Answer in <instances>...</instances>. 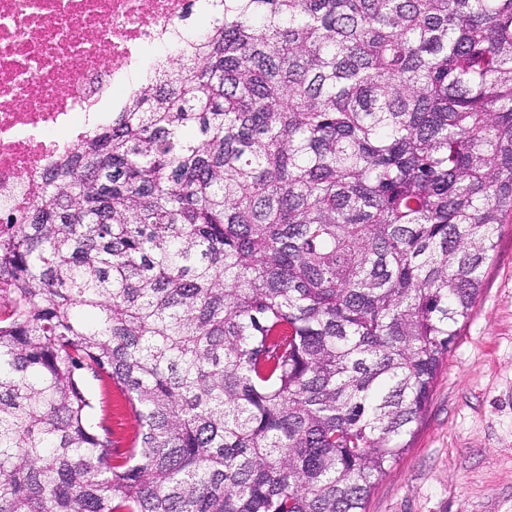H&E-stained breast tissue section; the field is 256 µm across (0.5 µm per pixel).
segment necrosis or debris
Wrapping results in <instances>:
<instances>
[{
	"mask_svg": "<svg viewBox=\"0 0 512 512\" xmlns=\"http://www.w3.org/2000/svg\"><path fill=\"white\" fill-rule=\"evenodd\" d=\"M190 0H0V216L125 111Z\"/></svg>",
	"mask_w": 512,
	"mask_h": 512,
	"instance_id": "1",
	"label": "necrosis or debris"
}]
</instances>
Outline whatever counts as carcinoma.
Returning a JSON list of instances; mask_svg holds the SVG:
<instances>
[{"instance_id":"cac0c4a2","label":"carcinoma","mask_w":512,"mask_h":512,"mask_svg":"<svg viewBox=\"0 0 512 512\" xmlns=\"http://www.w3.org/2000/svg\"><path fill=\"white\" fill-rule=\"evenodd\" d=\"M509 220L512 0H224L0 232V512H363ZM110 401L112 403V413L107 420V424L112 426V431L115 433L120 431L130 436L134 435L136 422L124 408V400L116 390H112Z\"/></svg>"}]
</instances>
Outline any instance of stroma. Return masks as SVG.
<instances>
[{
	"instance_id": "obj_1",
	"label": "stroma",
	"mask_w": 512,
	"mask_h": 512,
	"mask_svg": "<svg viewBox=\"0 0 512 512\" xmlns=\"http://www.w3.org/2000/svg\"><path fill=\"white\" fill-rule=\"evenodd\" d=\"M413 430L364 512H512V223Z\"/></svg>"
}]
</instances>
